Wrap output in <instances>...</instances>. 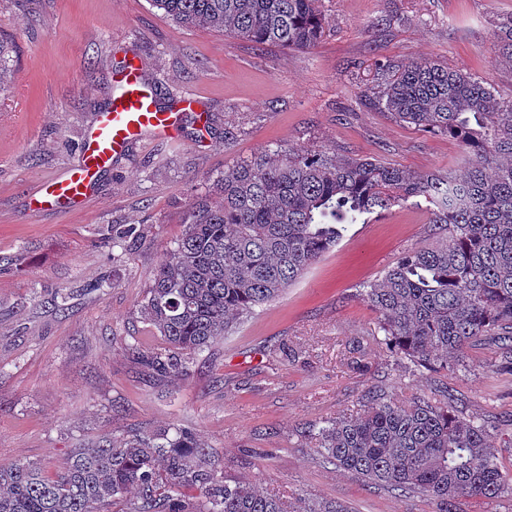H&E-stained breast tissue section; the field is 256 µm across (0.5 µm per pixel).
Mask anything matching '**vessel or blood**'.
<instances>
[{"instance_id": "obj_1", "label": "vessel or blood", "mask_w": 512, "mask_h": 512, "mask_svg": "<svg viewBox=\"0 0 512 512\" xmlns=\"http://www.w3.org/2000/svg\"><path fill=\"white\" fill-rule=\"evenodd\" d=\"M118 91L108 110L99 114L95 126L80 145L81 159L64 175L44 182L32 195L30 210L42 213L81 206L101 175L111 168L128 146L146 136L175 139L186 113L206 121L200 96L185 93L176 109L158 107L153 89L145 79V65L138 57L126 58L115 72Z\"/></svg>"}]
</instances>
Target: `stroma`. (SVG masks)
Returning a JSON list of instances; mask_svg holds the SVG:
<instances>
[{
  "instance_id": "1",
  "label": "stroma",
  "mask_w": 512,
  "mask_h": 512,
  "mask_svg": "<svg viewBox=\"0 0 512 512\" xmlns=\"http://www.w3.org/2000/svg\"><path fill=\"white\" fill-rule=\"evenodd\" d=\"M313 49L265 47L175 23L151 0H0L14 73L0 91V465L60 472L74 449L129 431L189 427L225 472L266 490L336 500L352 512H432L431 504L320 463L302 436L363 412L368 389L400 403L449 399L487 421L512 465V370L496 339L465 351L446 378L410 368L377 333L358 291L406 251L437 238L428 203L396 205L349 225L343 239L275 300L197 355L186 376L151 378L132 350L160 347L139 304L185 230L190 204L236 163L268 149L370 158L457 174L460 144L379 109L376 61H436L512 99V64L494 33L512 0H321ZM141 58L161 105L200 93V128L179 141H134L82 209H28L42 181L79 161L106 109L113 74ZM134 227L130 238L116 228ZM65 296V311L51 298Z\"/></svg>"
}]
</instances>
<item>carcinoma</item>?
<instances>
[{
  "label": "carcinoma",
  "instance_id": "obj_1",
  "mask_svg": "<svg viewBox=\"0 0 512 512\" xmlns=\"http://www.w3.org/2000/svg\"><path fill=\"white\" fill-rule=\"evenodd\" d=\"M187 27L259 47L309 49L324 36L320 0H151ZM512 63V18L495 33ZM0 42V91L12 79ZM377 103L400 121L457 140L462 177L417 173L376 160L274 150L224 172L190 204L183 236L156 270L141 304L162 347L136 359L161 377L187 374L193 356L234 322L279 297L376 210L423 198L441 232L406 251L361 290L395 355L452 375L482 336L512 351V101L486 82L435 62L379 66ZM322 462L360 475L436 512L463 499L512 495L488 425L448 403L397 405L375 391L361 415L315 424ZM0 512H350L334 500L285 503L225 476L224 462L190 429L169 427L77 448L50 477L33 462L0 465Z\"/></svg>",
  "mask_w": 512,
  "mask_h": 512
}]
</instances>
